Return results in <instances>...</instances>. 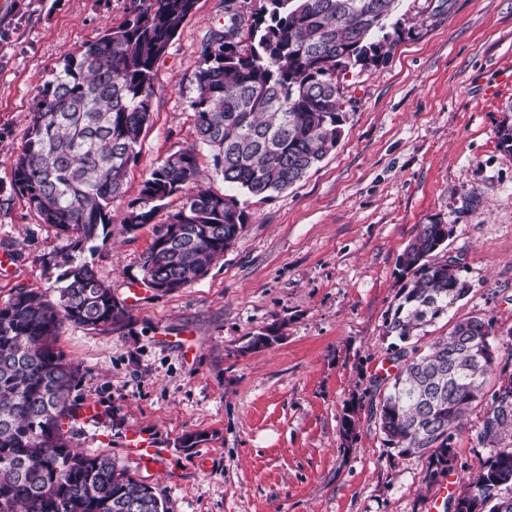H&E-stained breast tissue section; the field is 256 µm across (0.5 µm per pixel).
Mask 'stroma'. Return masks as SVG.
I'll return each instance as SVG.
<instances>
[{
  "label": "stroma",
  "instance_id": "stroma-1",
  "mask_svg": "<svg viewBox=\"0 0 512 512\" xmlns=\"http://www.w3.org/2000/svg\"><path fill=\"white\" fill-rule=\"evenodd\" d=\"M130 0H0V303L14 288L44 291L42 258L66 247L10 185L33 98L65 52L119 25ZM224 0H197L159 61L152 117L107 240L90 260L124 296L141 277L153 223L132 233L118 219L149 174L195 148L212 190L226 187L199 146L190 102L207 34L223 26ZM401 37L389 58L342 76L348 99L336 148L301 181L268 199L241 196L249 215L209 274L170 294L143 289L114 330L64 324L57 345L79 364L78 403L104 411L76 421L75 442L111 454L156 488L169 512H446L443 484L426 482L415 456L385 447L369 418L373 375L389 369L384 322L399 302L398 258L418 225H452L469 292L453 318H494L500 355L512 351V154L498 144L512 108V0H400ZM279 338L253 351L250 335ZM355 427L343 437L344 414ZM472 406L456 440L455 484L489 449ZM140 431L167 448L145 468L123 445ZM198 436L183 447L186 436Z\"/></svg>",
  "mask_w": 512,
  "mask_h": 512
}]
</instances>
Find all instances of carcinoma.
Instances as JSON below:
<instances>
[{
  "label": "carcinoma",
  "mask_w": 512,
  "mask_h": 512,
  "mask_svg": "<svg viewBox=\"0 0 512 512\" xmlns=\"http://www.w3.org/2000/svg\"><path fill=\"white\" fill-rule=\"evenodd\" d=\"M399 0H262L249 18L224 0V26L209 32L191 101L198 142L224 183L269 198L315 168L342 134L339 76L385 62L399 40L389 23ZM197 0H138L125 21L78 52L36 95L26 140L11 163L13 189L41 223L68 240L43 259L53 294L15 289L0 305V512H167L149 484L105 453L73 444L79 366L56 348L64 323L106 331L127 306L82 254L112 224V203L139 154L151 118L154 72ZM196 148L167 157L121 219L128 232L155 228L142 283L164 294L206 277L247 223L240 201L196 185ZM224 198L216 208L215 199ZM181 225L171 233V225ZM448 225L417 227L399 257L400 302L384 334L399 341L395 373L370 380V418L384 445L425 461L428 484L454 470V440L473 404L485 409L483 468L448 499L451 512H512V374L495 346V322L471 316L419 345L427 327L469 291L448 275Z\"/></svg>",
  "instance_id": "carcinoma-1"
}]
</instances>
